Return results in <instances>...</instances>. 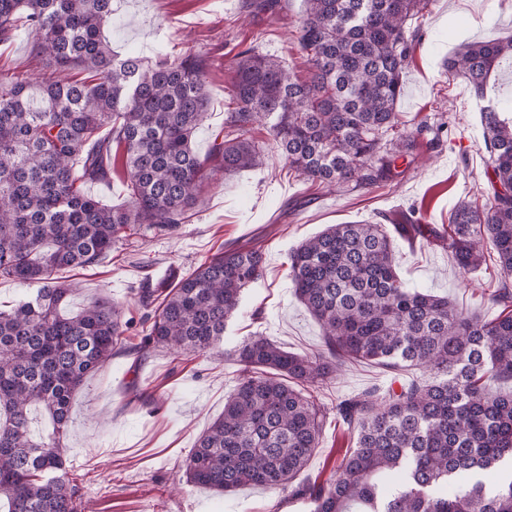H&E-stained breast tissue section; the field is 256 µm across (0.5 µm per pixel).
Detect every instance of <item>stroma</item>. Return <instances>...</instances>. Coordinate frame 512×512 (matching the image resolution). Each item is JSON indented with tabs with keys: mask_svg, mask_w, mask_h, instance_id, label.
<instances>
[{
	"mask_svg": "<svg viewBox=\"0 0 512 512\" xmlns=\"http://www.w3.org/2000/svg\"><path fill=\"white\" fill-rule=\"evenodd\" d=\"M240 0H112V19L103 35L114 53L155 58L159 50L179 55L191 50L209 60V106L194 136V148L207 156L224 131L233 62L246 48L273 56L298 75L305 66L293 50L295 24L303 0H278L276 13L241 16ZM416 43L403 78L398 110L404 120L442 125L441 144L419 148L416 171L402 183L369 189L329 190L290 174L279 152H269L263 167L234 175L217 173L185 224L166 235H147L86 268L56 271L58 282H78L70 310L89 299L107 297L140 317L135 290L144 275L157 287L206 257L244 240L265 252V273L247 288L224 333V357L187 355L172 360L153 354L142 364L120 352L90 377L73 400L65 441L68 466L82 480L94 512H309L301 500L280 490L245 486L228 494L186 484L185 461L198 437L224 411L233 392L238 364L234 347L256 333L284 349L312 353L322 344L319 323L296 298L288 277V256L302 240L329 224L420 223L442 225L461 201H477L486 186V152L480 106L466 81L442 67L465 42L512 36V0H432L420 18ZM37 36L19 28L0 43V67L23 76L39 73ZM400 274L411 288L452 299L460 308L496 317L489 297L502 274L493 257L473 272L459 269L447 250L396 240ZM417 369L390 370L352 361L318 393L328 406L358 393H385L420 377ZM149 394L146 402L136 393ZM353 432L329 419L321 444L297 481L329 478L337 451L352 447Z\"/></svg>",
	"mask_w": 512,
	"mask_h": 512,
	"instance_id": "1",
	"label": "stroma"
}]
</instances>
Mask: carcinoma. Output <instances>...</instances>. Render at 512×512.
<instances>
[{
  "label": "carcinoma",
  "instance_id": "obj_1",
  "mask_svg": "<svg viewBox=\"0 0 512 512\" xmlns=\"http://www.w3.org/2000/svg\"><path fill=\"white\" fill-rule=\"evenodd\" d=\"M430 4L305 0L295 50L307 77L251 47L240 51L224 138L203 159L192 147L209 104L199 56L149 62L112 53L102 36L112 0H0V41L32 29L51 73L32 80L0 69V277L41 285L0 309V512H86L64 445L75 391L120 350L175 359L221 352L244 290L264 275V253L239 244L162 290L144 282L137 301L146 315L133 345L123 304L91 299L65 314L78 288L53 273L177 227L201 200L205 172L258 168L272 149L297 177L326 188L399 181L430 130L397 110ZM276 7L243 0L250 13ZM505 62L512 65V37L468 43L445 65L483 102L485 203L455 205L446 233L412 222L331 224L297 245L289 276L324 345L298 354L257 333L236 346V387L187 458V483L219 493L284 490L334 411L356 441L327 480L296 491L311 512H512V470L491 488L482 481L512 462V391H501L512 383V95L495 94ZM258 126L267 140L253 136ZM109 156L126 172L123 207L82 190L107 177ZM397 237L447 245L465 272L493 249L504 276L492 295L500 313L487 319L408 288ZM352 360L423 375L331 409L317 392ZM35 407L48 419L45 436L30 431Z\"/></svg>",
  "mask_w": 512,
  "mask_h": 512
}]
</instances>
